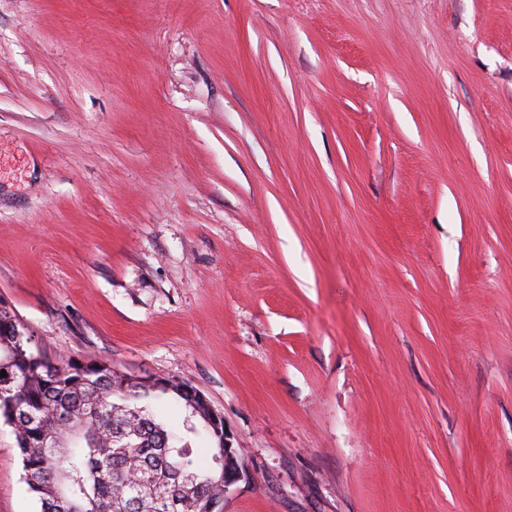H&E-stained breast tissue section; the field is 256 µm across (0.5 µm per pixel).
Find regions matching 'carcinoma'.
<instances>
[{
	"mask_svg": "<svg viewBox=\"0 0 512 512\" xmlns=\"http://www.w3.org/2000/svg\"><path fill=\"white\" fill-rule=\"evenodd\" d=\"M0 420L40 512H210L224 500L221 436L182 389H138L98 358L51 359L32 349L0 305ZM211 442L194 463L195 439Z\"/></svg>",
	"mask_w": 512,
	"mask_h": 512,
	"instance_id": "cac0c4a2",
	"label": "carcinoma"
}]
</instances>
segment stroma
I'll return each instance as SVG.
<instances>
[{"mask_svg":"<svg viewBox=\"0 0 512 512\" xmlns=\"http://www.w3.org/2000/svg\"><path fill=\"white\" fill-rule=\"evenodd\" d=\"M0 301L201 391L224 512H512V0H0Z\"/></svg>","mask_w":512,"mask_h":512,"instance_id":"1","label":"stroma"}]
</instances>
